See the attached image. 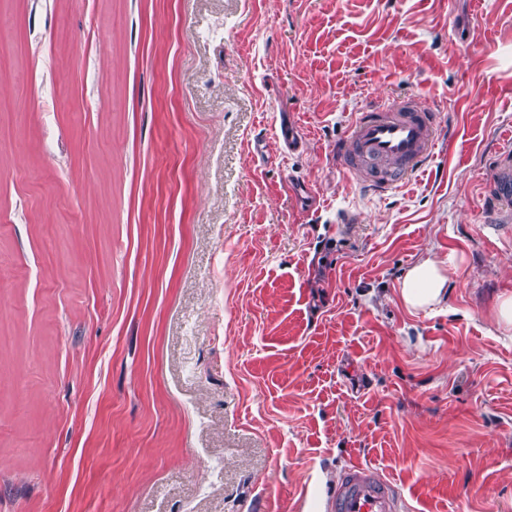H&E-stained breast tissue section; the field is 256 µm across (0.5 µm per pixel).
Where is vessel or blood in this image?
<instances>
[{
    "label": "vessel or blood",
    "mask_w": 512,
    "mask_h": 512,
    "mask_svg": "<svg viewBox=\"0 0 512 512\" xmlns=\"http://www.w3.org/2000/svg\"><path fill=\"white\" fill-rule=\"evenodd\" d=\"M440 131L436 112L402 98L359 112L340 161L377 193L396 190L430 160ZM493 213L512 222V157L502 156L487 184ZM397 487L361 464L346 469L336 485L334 512H398Z\"/></svg>",
    "instance_id": "vessel-or-blood-1"
}]
</instances>
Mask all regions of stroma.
I'll list each match as a JSON object with an SVG mask.
<instances>
[{
  "label": "stroma",
  "instance_id": "stroma-1",
  "mask_svg": "<svg viewBox=\"0 0 512 512\" xmlns=\"http://www.w3.org/2000/svg\"><path fill=\"white\" fill-rule=\"evenodd\" d=\"M0 55V512H333L355 463L512 512V0H0ZM404 96L442 136L366 193ZM440 131L436 112L402 98L359 112L340 161L377 193L396 190L430 160ZM487 195L493 213L500 222H512V156L505 153L494 168L487 184ZM442 265V262L427 258L406 274L400 299L409 310L434 307L443 301L447 278Z\"/></svg>",
  "mask_w": 512,
  "mask_h": 512
}]
</instances>
